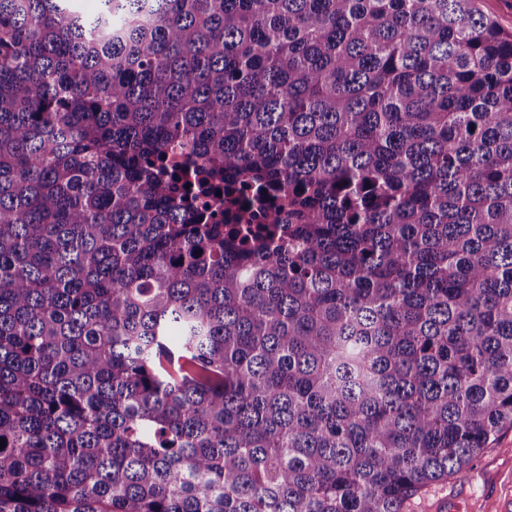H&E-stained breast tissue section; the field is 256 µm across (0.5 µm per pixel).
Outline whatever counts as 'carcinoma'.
Wrapping results in <instances>:
<instances>
[{
  "label": "carcinoma",
  "instance_id": "carcinoma-1",
  "mask_svg": "<svg viewBox=\"0 0 512 512\" xmlns=\"http://www.w3.org/2000/svg\"><path fill=\"white\" fill-rule=\"evenodd\" d=\"M103 2L0 0V512L466 479L512 429V33L476 0Z\"/></svg>",
  "mask_w": 512,
  "mask_h": 512
}]
</instances>
